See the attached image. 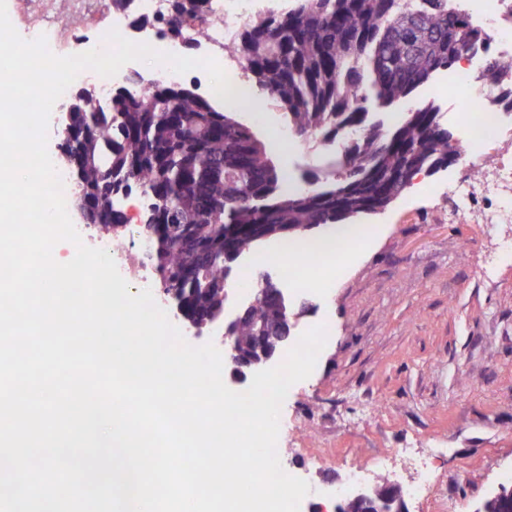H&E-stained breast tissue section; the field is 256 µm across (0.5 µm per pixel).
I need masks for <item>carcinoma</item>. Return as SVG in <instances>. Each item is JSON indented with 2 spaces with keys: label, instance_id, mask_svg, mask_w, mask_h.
I'll use <instances>...</instances> for the list:
<instances>
[{
  "label": "carcinoma",
  "instance_id": "1",
  "mask_svg": "<svg viewBox=\"0 0 512 512\" xmlns=\"http://www.w3.org/2000/svg\"><path fill=\"white\" fill-rule=\"evenodd\" d=\"M164 33L185 38L212 0H168ZM466 0H288V8L247 20L237 33L242 69L284 110L288 131L315 147L358 131L325 176L300 188L278 170L266 144L233 113L182 84L156 81L136 97L125 88L75 94L58 130L62 158L77 165L81 214L118 240L126 220L122 179L144 199L142 230L156 284L197 330L224 325L232 264L257 255L268 239L293 241L321 226L348 224L368 208L386 209L415 176L448 167L463 152L434 102L410 107L395 123L371 118L370 105L408 102L437 74L471 53H486L472 78L512 110V67L488 54L491 36ZM260 280L247 314L234 326L237 350L255 351L273 322L296 313L288 297H265Z\"/></svg>",
  "mask_w": 512,
  "mask_h": 512
}]
</instances>
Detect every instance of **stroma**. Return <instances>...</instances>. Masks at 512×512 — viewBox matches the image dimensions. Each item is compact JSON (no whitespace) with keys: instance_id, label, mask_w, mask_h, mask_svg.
Listing matches in <instances>:
<instances>
[{"instance_id":"stroma-1","label":"stroma","mask_w":512,"mask_h":512,"mask_svg":"<svg viewBox=\"0 0 512 512\" xmlns=\"http://www.w3.org/2000/svg\"><path fill=\"white\" fill-rule=\"evenodd\" d=\"M236 120L265 140L284 130L281 109L262 92L236 109ZM283 162L297 184L325 165L324 151L286 137ZM465 161L413 184L384 211L361 216L362 247L340 276L305 293L309 309L293 336L330 331L311 375L294 384L280 410L283 467L310 485L301 512L335 501L327 489L350 467L406 443L440 449L433 484L406 500L408 512H436L439 495L457 512H478L512 469L511 224L452 218L450 184L472 178ZM269 271L288 294L297 285L276 264L257 269L251 257L233 265L226 317L251 296Z\"/></svg>"}]
</instances>
